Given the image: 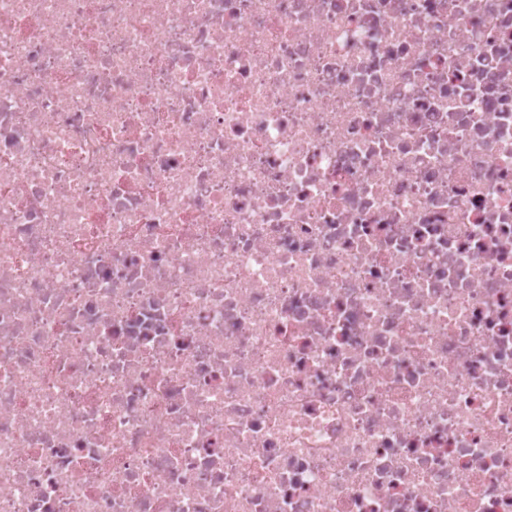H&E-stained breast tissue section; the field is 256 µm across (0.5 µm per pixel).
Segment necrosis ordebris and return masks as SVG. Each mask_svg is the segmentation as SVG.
Listing matches in <instances>:
<instances>
[{
    "label": "necrosis or debris",
    "mask_w": 512,
    "mask_h": 512,
    "mask_svg": "<svg viewBox=\"0 0 512 512\" xmlns=\"http://www.w3.org/2000/svg\"><path fill=\"white\" fill-rule=\"evenodd\" d=\"M0 512H512V0H0Z\"/></svg>",
    "instance_id": "necrosis-or-debris-1"
}]
</instances>
